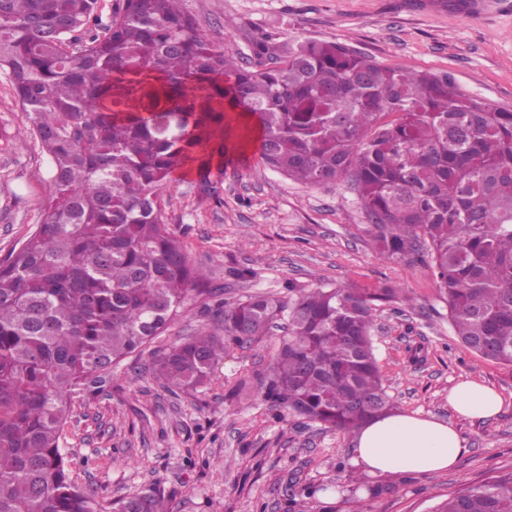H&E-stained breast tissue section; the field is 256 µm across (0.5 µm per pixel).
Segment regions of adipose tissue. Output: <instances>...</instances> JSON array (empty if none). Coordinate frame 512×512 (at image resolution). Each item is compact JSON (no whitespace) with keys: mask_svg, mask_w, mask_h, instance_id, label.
I'll use <instances>...</instances> for the list:
<instances>
[{"mask_svg":"<svg viewBox=\"0 0 512 512\" xmlns=\"http://www.w3.org/2000/svg\"><path fill=\"white\" fill-rule=\"evenodd\" d=\"M454 410L469 418L496 415L502 399L474 381L459 383L448 394ZM462 440L446 423L420 415L388 414L365 424L354 440L353 462L369 474L396 472L433 475L454 467Z\"/></svg>","mask_w":512,"mask_h":512,"instance_id":"ef3b65f1","label":"adipose tissue"}]
</instances>
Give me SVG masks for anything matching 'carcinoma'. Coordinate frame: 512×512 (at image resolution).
I'll list each match as a JSON object with an SVG mask.
<instances>
[{
	"label": "carcinoma",
	"instance_id": "obj_1",
	"mask_svg": "<svg viewBox=\"0 0 512 512\" xmlns=\"http://www.w3.org/2000/svg\"><path fill=\"white\" fill-rule=\"evenodd\" d=\"M181 2L121 0L99 35L98 0H0V69L52 165L41 224L0 260V512H170L156 485L104 506L72 481L59 439L76 388L160 335L188 292H212L164 223L161 193L189 168L223 165L233 122L258 129L261 160L290 179H348L380 251L425 252L461 342L512 365V110L337 41L281 55L260 40L261 64L244 68ZM397 296L248 295L224 306V335L172 347L153 375L172 393L195 389L286 311L264 399L353 434L393 409L372 309ZM435 512H512V472Z\"/></svg>",
	"mask_w": 512,
	"mask_h": 512
}]
</instances>
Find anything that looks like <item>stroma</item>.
Instances as JSON below:
<instances>
[{
    "label": "stroma",
    "instance_id": "1",
    "mask_svg": "<svg viewBox=\"0 0 512 512\" xmlns=\"http://www.w3.org/2000/svg\"><path fill=\"white\" fill-rule=\"evenodd\" d=\"M473 0H182L208 40L256 66L254 44L273 38L340 41L385 67L449 75L465 95L512 110V9L472 12ZM163 190L164 222L214 296L190 292L168 328L112 367L102 387L76 394L60 437L71 479L114 501L160 483L172 512H434L467 485L512 472V365L464 346L424 260L380 255L363 233L369 218L343 179L305 185L272 170L256 144ZM50 193V162L0 70V260L36 229ZM250 269L241 280L236 270ZM368 291L398 288L412 306L373 310L374 346L398 413L454 427L464 440L455 467L435 475L382 476L384 492L361 495L368 476L352 464V436L270 408L260 394L288 317L229 350L209 381L173 394L153 377L157 354L207 330L220 335L217 300L289 284ZM463 381L494 388L500 412L459 416L449 391Z\"/></svg>",
    "mask_w": 512,
    "mask_h": 512
}]
</instances>
